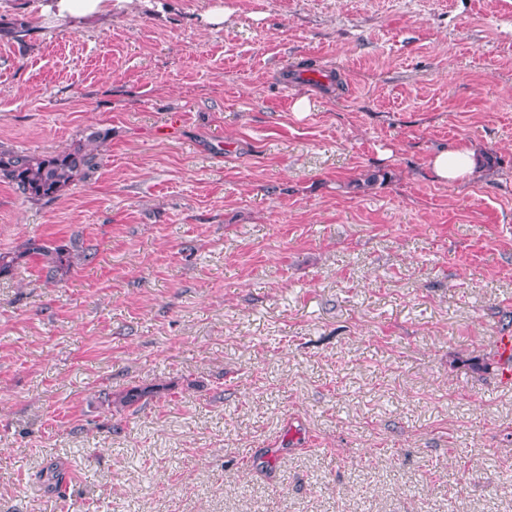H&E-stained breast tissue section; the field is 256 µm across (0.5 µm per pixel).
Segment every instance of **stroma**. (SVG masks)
<instances>
[{"label":"stroma","mask_w":512,"mask_h":512,"mask_svg":"<svg viewBox=\"0 0 512 512\" xmlns=\"http://www.w3.org/2000/svg\"><path fill=\"white\" fill-rule=\"evenodd\" d=\"M44 2L0 0V149L107 138L0 181V512H512V0ZM48 13L59 19L92 21L107 12L110 0H49ZM105 138L106 132H92L85 144L56 154L0 150V180L28 200L54 199L101 165L98 143ZM429 163L435 180L448 184L470 178L476 167L474 152L468 146L436 150ZM23 253L27 256L42 260L47 268V277L52 280H61L67 276L74 266L82 260L86 261L90 255L78 252L68 245H47L36 239H29L24 244Z\"/></svg>","instance_id":"obj_1"}]
</instances>
